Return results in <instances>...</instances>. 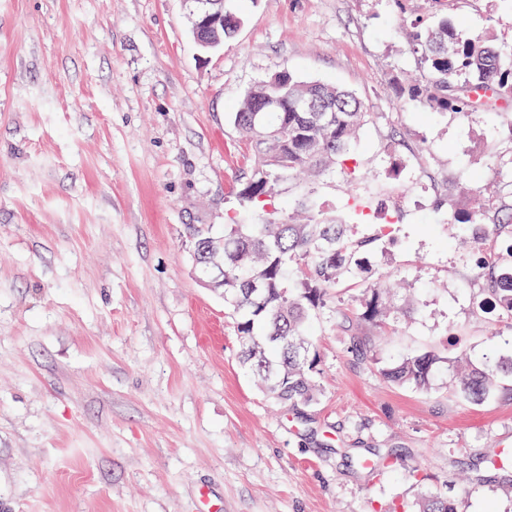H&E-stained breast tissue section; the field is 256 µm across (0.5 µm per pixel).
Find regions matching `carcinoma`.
I'll return each instance as SVG.
<instances>
[{
  "instance_id": "1",
  "label": "carcinoma",
  "mask_w": 512,
  "mask_h": 512,
  "mask_svg": "<svg viewBox=\"0 0 512 512\" xmlns=\"http://www.w3.org/2000/svg\"><path fill=\"white\" fill-rule=\"evenodd\" d=\"M411 49L417 77L396 83L399 97L422 102L434 112H455L464 118L505 114L512 110V57L496 46L491 31L472 36L456 32L448 16L434 26L414 19ZM278 92L275 112H256L267 94ZM315 97L333 106L329 121L318 124L317 113L300 112L294 99ZM369 112L355 93L333 85L305 82L288 72L276 73L250 88L233 125L252 138L255 164L241 183L240 200L251 207L266 204L275 185L306 180L308 190L297 202L307 213L299 223L266 220L257 224L224 225V306L246 344L242 363L260 387L277 401L312 403L317 350L309 328L327 291L343 280L365 285L364 311L352 321L370 323L386 313V285L374 265V252L349 234L343 221L316 213L313 185L326 174L342 171V162L365 125ZM448 224L466 229L464 243L475 253L486 240L501 243L497 265L483 270L490 298L499 315L512 324V202L498 194L478 193L474 204L457 207L444 200ZM442 363L432 351L386 364L380 374L387 382L431 389ZM512 374V358L481 361L457 369L459 393L474 404L491 398L499 388L498 375ZM422 512H458L457 503L430 494Z\"/></svg>"
}]
</instances>
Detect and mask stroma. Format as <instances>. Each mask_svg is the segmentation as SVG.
Here are the masks:
<instances>
[{
    "label": "stroma",
    "instance_id": "1",
    "mask_svg": "<svg viewBox=\"0 0 512 512\" xmlns=\"http://www.w3.org/2000/svg\"><path fill=\"white\" fill-rule=\"evenodd\" d=\"M241 25L201 52L183 0H0V512H512V377L476 405L441 372L427 391L379 365L426 350L512 355V328L478 305L460 232L467 173L505 191L511 118L467 120L398 99L416 73L404 20L426 0H225ZM465 31L512 48V6L466 0ZM287 71L356 92L372 117L352 152L363 179L319 189L325 216L374 236L408 299L371 352H353L329 291L314 324L316 404L284 406L239 363L222 295L185 255L192 228L252 222L239 184L252 150L242 94Z\"/></svg>",
    "mask_w": 512,
    "mask_h": 512
}]
</instances>
